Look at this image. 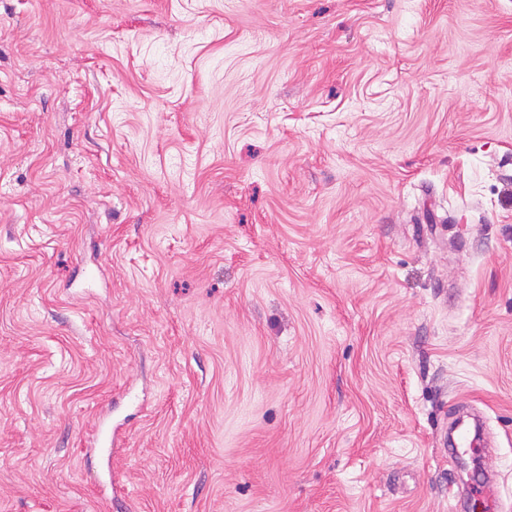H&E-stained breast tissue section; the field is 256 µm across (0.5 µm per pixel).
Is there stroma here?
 Returning a JSON list of instances; mask_svg holds the SVG:
<instances>
[{"mask_svg":"<svg viewBox=\"0 0 512 512\" xmlns=\"http://www.w3.org/2000/svg\"><path fill=\"white\" fill-rule=\"evenodd\" d=\"M467 410L512 512V0H0V512H485Z\"/></svg>","mask_w":512,"mask_h":512,"instance_id":"obj_1","label":"stroma"}]
</instances>
